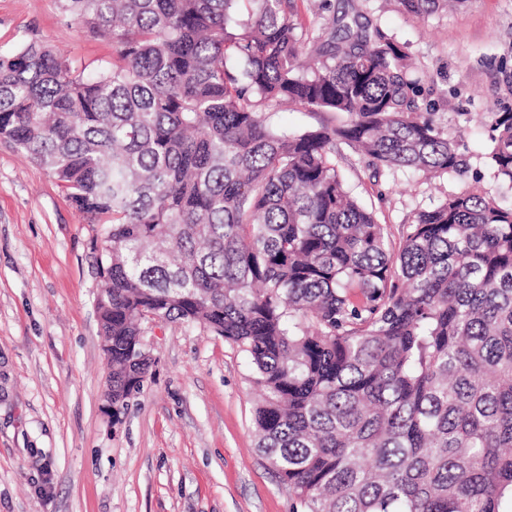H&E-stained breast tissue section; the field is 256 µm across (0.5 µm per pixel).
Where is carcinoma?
<instances>
[{"mask_svg":"<svg viewBox=\"0 0 512 512\" xmlns=\"http://www.w3.org/2000/svg\"><path fill=\"white\" fill-rule=\"evenodd\" d=\"M59 2L112 62L0 56V140L101 225L112 423L153 366L144 323L180 321L246 354L258 448L303 512H512V203L471 186L395 249L336 166L468 171L405 46L345 14L307 25L295 0ZM283 104L324 118L277 127ZM484 136L512 190V111Z\"/></svg>","mask_w":512,"mask_h":512,"instance_id":"1","label":"carcinoma"}]
</instances>
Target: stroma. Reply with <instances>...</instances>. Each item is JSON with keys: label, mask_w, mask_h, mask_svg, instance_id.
<instances>
[{"label": "stroma", "mask_w": 512, "mask_h": 512, "mask_svg": "<svg viewBox=\"0 0 512 512\" xmlns=\"http://www.w3.org/2000/svg\"><path fill=\"white\" fill-rule=\"evenodd\" d=\"M325 2L404 44L421 106L464 135L470 168L461 177L376 178L360 155H338L392 245L446 195L478 183L501 196L482 132L485 113L512 110V0H468L425 17L398 0ZM30 41L80 70L112 59L111 43L67 18L58 0H0V55ZM97 231L44 168L0 141V512H299L255 446L258 392L246 355L206 329L145 324L152 374L113 423L96 309L103 281L90 248Z\"/></svg>", "instance_id": "1"}]
</instances>
